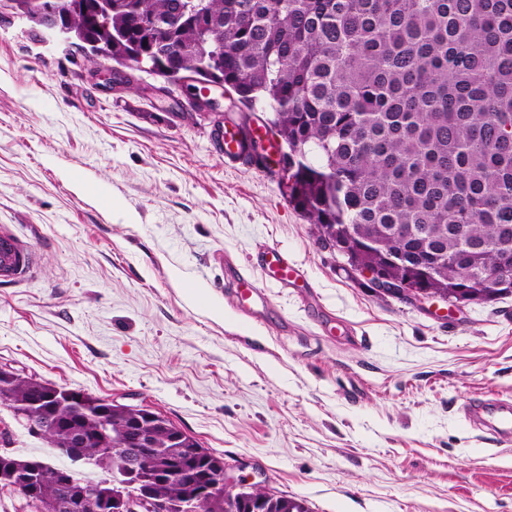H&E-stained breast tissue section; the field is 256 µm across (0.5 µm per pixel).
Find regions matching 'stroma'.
I'll list each match as a JSON object with an SVG mask.
<instances>
[{
    "label": "stroma",
    "instance_id": "stroma-1",
    "mask_svg": "<svg viewBox=\"0 0 512 512\" xmlns=\"http://www.w3.org/2000/svg\"><path fill=\"white\" fill-rule=\"evenodd\" d=\"M0 17V227L33 266L0 282V365L162 413L310 512H512V445L461 410L512 400V295L449 312L369 287L277 177L231 164L237 112ZM287 252L296 284L256 255ZM250 272L263 307L232 288ZM64 458L0 405V445ZM240 125L224 124V159L231 162L246 163L247 152L240 147L239 141L242 138L238 129Z\"/></svg>",
    "mask_w": 512,
    "mask_h": 512
}]
</instances>
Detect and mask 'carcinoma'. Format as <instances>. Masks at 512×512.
<instances>
[{
	"label": "carcinoma",
	"mask_w": 512,
	"mask_h": 512,
	"mask_svg": "<svg viewBox=\"0 0 512 512\" xmlns=\"http://www.w3.org/2000/svg\"><path fill=\"white\" fill-rule=\"evenodd\" d=\"M183 19L171 22L176 10ZM112 62L175 84L191 71L224 72L236 94L228 109H270L271 129L288 148L289 202L318 241L336 224H356L380 262L392 251L445 252L437 272L452 286L463 270L493 269L512 254V0H113ZM423 231L406 241L400 229ZM9 407L42 416L31 395L45 389L11 373ZM91 398L57 402V414L87 433L102 429ZM155 425L148 479L173 454L170 427ZM112 447L89 441L88 464L107 474L71 477L65 489L112 491L123 466L124 418L106 428ZM29 461L8 453L0 491L25 499L11 469ZM208 467L155 485V498L184 501ZM61 489L40 483L41 512ZM273 499L283 512H308L295 497L263 488L244 502ZM239 501L202 498L195 512H231Z\"/></svg>",
	"instance_id": "obj_1"
}]
</instances>
